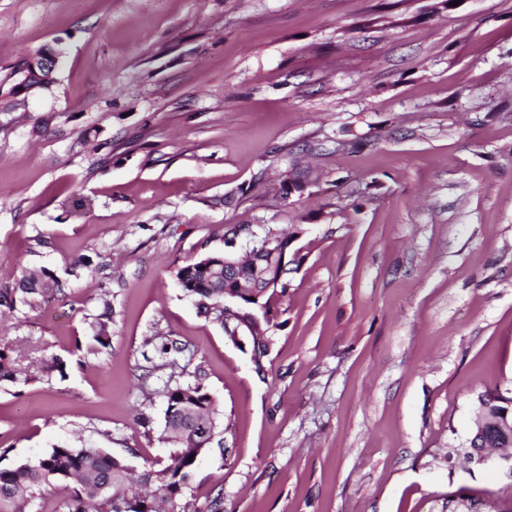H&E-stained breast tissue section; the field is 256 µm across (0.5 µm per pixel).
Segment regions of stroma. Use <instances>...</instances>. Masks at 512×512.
<instances>
[{"mask_svg":"<svg viewBox=\"0 0 512 512\" xmlns=\"http://www.w3.org/2000/svg\"><path fill=\"white\" fill-rule=\"evenodd\" d=\"M58 41L50 91L0 96V289L64 286L0 316L31 377L0 384L5 464L68 445L142 471L166 386L199 379L225 429L197 507L512 505L448 461L478 394L512 387V0H0V67ZM228 224L302 228L261 371L175 281ZM46 352L66 370L43 381ZM58 295H64V286L57 278L51 275H23L14 288L0 289V307L14 309L20 303L36 309L41 307L42 303L58 298ZM93 319L95 341L105 347L112 331V303L108 298H102V311Z\"/></svg>","mask_w":512,"mask_h":512,"instance_id":"1","label":"stroma"}]
</instances>
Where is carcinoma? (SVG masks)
Masks as SVG:
<instances>
[{"label": "carcinoma", "instance_id": "carcinoma-1", "mask_svg": "<svg viewBox=\"0 0 512 512\" xmlns=\"http://www.w3.org/2000/svg\"><path fill=\"white\" fill-rule=\"evenodd\" d=\"M271 252H251L240 258L237 277L253 287L265 304L262 335L241 327L252 347L255 368L263 370V358L271 342V330L278 323L271 316L275 294H285L288 282L265 288L255 280L254 268L266 266ZM181 290L196 301L198 312L207 319L224 322V293L234 284L224 281V254L205 253L191 259L176 271ZM64 295V286L48 275L22 276L13 288L0 289V307L14 309L22 304L36 309ZM112 331V303L102 299V311L94 317L95 341L106 346ZM8 344L0 347V382L28 383L21 378ZM165 424L160 441L170 448L163 463H155L132 477L123 460L103 448L57 446L34 463L0 467V512H26L42 492L60 485H71L60 502V512H175L177 502L189 489L195 461L209 450L220 433L221 412L204 385L177 384L165 391ZM478 413L468 446L481 452L486 448H512V388L485 391L478 395Z\"/></svg>", "mask_w": 512, "mask_h": 512}]
</instances>
